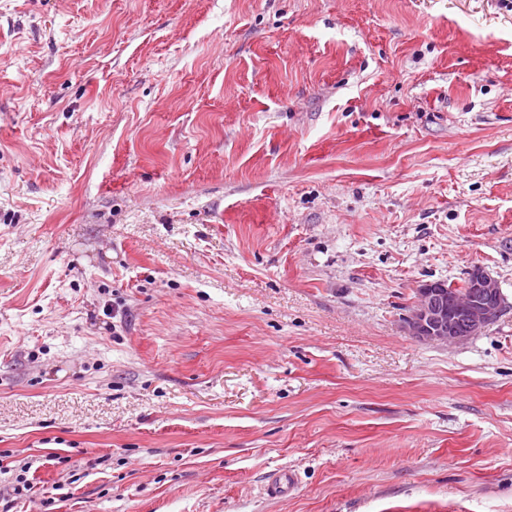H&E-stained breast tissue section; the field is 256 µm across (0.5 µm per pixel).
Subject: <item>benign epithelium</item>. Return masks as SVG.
<instances>
[{
    "label": "benign epithelium",
    "mask_w": 512,
    "mask_h": 512,
    "mask_svg": "<svg viewBox=\"0 0 512 512\" xmlns=\"http://www.w3.org/2000/svg\"><path fill=\"white\" fill-rule=\"evenodd\" d=\"M502 311L498 282L475 267L459 294L448 293L441 280L421 284L404 324L408 335L420 341L460 344L479 335Z\"/></svg>",
    "instance_id": "benign-epithelium-1"
}]
</instances>
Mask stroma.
Returning a JSON list of instances; mask_svg holds the SVG:
<instances>
[{
	"label": "stroma",
	"mask_w": 512,
	"mask_h": 512,
	"mask_svg": "<svg viewBox=\"0 0 512 512\" xmlns=\"http://www.w3.org/2000/svg\"><path fill=\"white\" fill-rule=\"evenodd\" d=\"M0 454V512H512V5L0 0ZM453 288L443 281H427L417 289L416 300L404 318L408 335L424 342L463 343L479 335L503 311L498 282L479 267L467 277L465 290L448 294Z\"/></svg>",
	"instance_id": "stroma-1"
}]
</instances>
